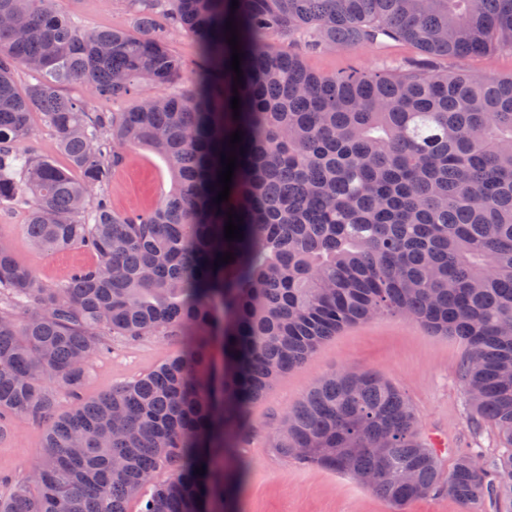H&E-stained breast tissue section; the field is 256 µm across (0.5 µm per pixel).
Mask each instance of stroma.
Instances as JSON below:
<instances>
[{"label":"stroma","mask_w":512,"mask_h":512,"mask_svg":"<svg viewBox=\"0 0 512 512\" xmlns=\"http://www.w3.org/2000/svg\"><path fill=\"white\" fill-rule=\"evenodd\" d=\"M55 9L73 15L85 30L130 27L126 0H55ZM279 49L297 54L306 67L330 75L356 66L391 71L431 63L439 71L462 70L488 79L512 76V52L492 50L462 59L427 60L415 46L387 39L353 49H310L304 37L277 40ZM170 188L165 161L137 147L113 173L108 197L115 212L126 214L157 206ZM30 201L0 210V243L29 265L43 281L57 285L71 270L88 264L92 256L82 249L47 255L35 251L23 230ZM182 347L179 338L150 336L114 345L88 365L81 395L89 399L154 369ZM466 355L455 338L439 336L397 314L345 327L321 342L301 366L274 381L264 396L250 404L248 423L236 442V456L244 469L228 512H460L448 495L432 493L396 509L388 500L352 476L281 456L274 447L282 418L320 378L340 369L373 370L396 385L409 399L422 436L440 432L448 447L440 454V472L448 474L467 449H482L489 463L507 459L494 428L474 425L465 403L459 367ZM45 453L43 428L24 418L11 422L9 435L0 440V478L7 485L27 482Z\"/></svg>","instance_id":"1"}]
</instances>
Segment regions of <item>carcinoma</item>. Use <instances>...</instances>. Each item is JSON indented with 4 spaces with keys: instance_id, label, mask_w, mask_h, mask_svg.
<instances>
[{
    "instance_id": "1",
    "label": "carcinoma",
    "mask_w": 512,
    "mask_h": 512,
    "mask_svg": "<svg viewBox=\"0 0 512 512\" xmlns=\"http://www.w3.org/2000/svg\"><path fill=\"white\" fill-rule=\"evenodd\" d=\"M53 2L0 0V206L29 196L24 229L36 249L77 245L95 261L49 285L0 245V436L13 417L45 427L30 484L0 493V512H127L151 482L140 512H224L248 405L337 330L383 312L465 345L474 423L512 448V76H322L270 45L385 37L433 57L512 51V0H238L234 10L232 0H170L166 25L162 0H127L132 29L91 32ZM182 30L202 53L188 85L170 48ZM21 69L40 79L20 82ZM138 82L159 93L123 112L58 92L82 84L114 101ZM35 112L68 166L26 145ZM133 147L166 161L171 187L155 208L119 214L107 189ZM232 150L230 195L218 204ZM229 211L243 219L241 239L224 238ZM227 252L233 260L217 262ZM146 336H179L183 348L81 398L94 356ZM62 391L75 404L60 414ZM274 448L399 507L439 492L462 512L487 500L512 512V456L494 481L466 454L440 478L408 399L374 371L318 380ZM161 469L171 476L156 483Z\"/></svg>"
}]
</instances>
